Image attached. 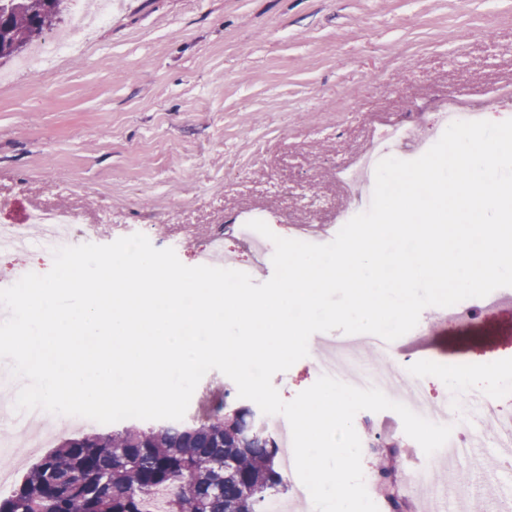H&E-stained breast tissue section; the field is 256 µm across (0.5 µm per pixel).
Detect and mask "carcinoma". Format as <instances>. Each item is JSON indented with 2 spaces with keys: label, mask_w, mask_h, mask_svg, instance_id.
<instances>
[{
  "label": "carcinoma",
  "mask_w": 512,
  "mask_h": 512,
  "mask_svg": "<svg viewBox=\"0 0 512 512\" xmlns=\"http://www.w3.org/2000/svg\"><path fill=\"white\" fill-rule=\"evenodd\" d=\"M0 60L62 22L65 0H0ZM277 441L247 406L219 400L193 422L128 426L70 438L31 468L0 512H146L169 491L166 512H259L284 487Z\"/></svg>",
  "instance_id": "cac0c4a2"
}]
</instances>
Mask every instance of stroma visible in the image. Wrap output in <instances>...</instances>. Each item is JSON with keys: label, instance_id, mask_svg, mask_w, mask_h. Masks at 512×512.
Listing matches in <instances>:
<instances>
[{"label": "stroma", "instance_id": "35a3bbf8", "mask_svg": "<svg viewBox=\"0 0 512 512\" xmlns=\"http://www.w3.org/2000/svg\"><path fill=\"white\" fill-rule=\"evenodd\" d=\"M0 223L50 207L81 215L108 244L145 234L196 264L209 239H224L226 268L269 280L235 227L248 214L300 240L333 224L350 188L341 174L374 131L418 124L463 92L485 120L512 114V0H125L52 71L0 63ZM420 335L399 345L429 399L457 391L480 411L495 393L479 377L512 360V305L457 332L435 307ZM463 371L464 383L448 382ZM361 440L395 449L391 477L405 512H486L477 499L501 470L492 432L467 431L483 460L442 465L406 480L416 447L392 411L359 412ZM22 432L0 418V472L16 486L43 456L17 449Z\"/></svg>", "mask_w": 512, "mask_h": 512}]
</instances>
